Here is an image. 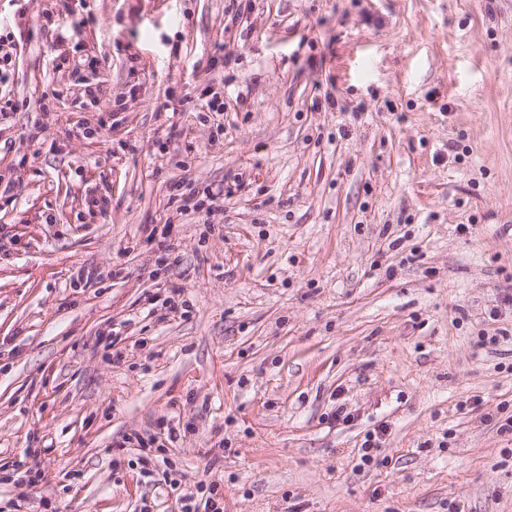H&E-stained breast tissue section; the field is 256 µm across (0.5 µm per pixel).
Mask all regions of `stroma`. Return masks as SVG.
<instances>
[{
    "label": "stroma",
    "mask_w": 512,
    "mask_h": 512,
    "mask_svg": "<svg viewBox=\"0 0 512 512\" xmlns=\"http://www.w3.org/2000/svg\"><path fill=\"white\" fill-rule=\"evenodd\" d=\"M0 25V512H512V0Z\"/></svg>",
    "instance_id": "obj_1"
}]
</instances>
